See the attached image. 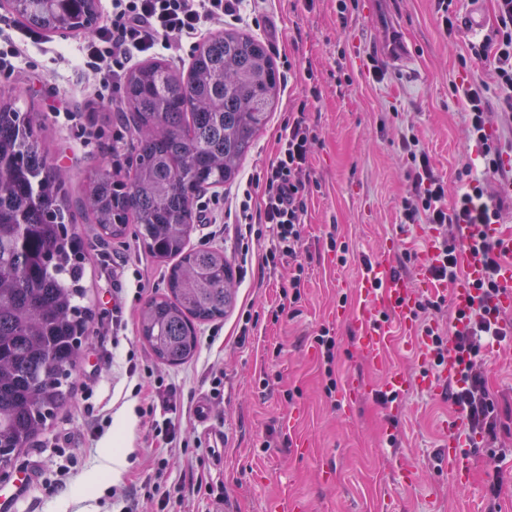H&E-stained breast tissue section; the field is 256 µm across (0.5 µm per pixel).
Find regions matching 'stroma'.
I'll return each instance as SVG.
<instances>
[{"instance_id": "stroma-1", "label": "stroma", "mask_w": 512, "mask_h": 512, "mask_svg": "<svg viewBox=\"0 0 512 512\" xmlns=\"http://www.w3.org/2000/svg\"><path fill=\"white\" fill-rule=\"evenodd\" d=\"M249 8L259 23L243 24V31L266 43L278 68L291 64L295 70L239 176L258 173L276 158L282 122L317 87L309 118L319 136L311 158L319 188L308 199L304 226L312 259L295 303L282 291L293 266H280L267 278L248 273L235 285L233 307L223 319L198 325L196 355L176 367L158 362L138 333L141 307L164 290L166 264L135 235L99 240L81 207L87 172L115 165L116 151L130 139L111 89L95 96L98 76L77 64L89 33L43 34L14 74L0 75V92H11L31 113L43 151L66 174V205L86 244V303L93 310L68 402L27 450L0 468V486L23 471L53 476L58 451L67 448L75 461L61 491L46 492L33 480L19 496L17 512H113L109 490L139 486L158 457L168 459L171 481L224 483L222 502L190 495L178 512H273L289 498L302 512H512V343L495 347L482 362L504 427L495 442L464 449L469 477L463 482L453 477L443 440L454 408L447 392L433 395L419 385L424 366L416 354L400 344L390 352L391 367L407 378L406 389L394 397L402 415L389 416L372 392L342 406L338 391L328 388L354 374L377 382L350 320L365 261L390 238L402 239L410 250L423 248L418 228L404 234L397 228L408 186L401 128L413 127L449 193L481 174L451 86L488 80L484 62L475 59L463 68L459 57L492 38L494 0H482L484 31L459 29L450 36L438 26L435 0H388L415 60L409 68L388 69L380 84L368 77L377 32L364 5L344 22L336 0L310 6L305 0H251ZM341 253L343 265L337 261ZM247 310L258 323L244 338L241 316ZM324 327L336 339L330 369L315 342ZM216 371L224 374V391L211 400L213 421L224 429L220 459L198 447L201 435L193 424L196 402L210 395ZM162 382L176 388L174 421L188 447H164L151 418L139 413L145 395ZM109 467L115 477L104 476ZM493 473L503 481L497 496L487 485Z\"/></svg>"}]
</instances>
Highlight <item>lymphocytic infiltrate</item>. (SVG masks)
I'll list each match as a JSON object with an SVG mask.
<instances>
[{
	"mask_svg": "<svg viewBox=\"0 0 512 512\" xmlns=\"http://www.w3.org/2000/svg\"><path fill=\"white\" fill-rule=\"evenodd\" d=\"M245 0H110V9L99 25L95 41L82 56L84 66L108 60L112 82H120L127 65L138 56L157 50L179 54L185 41L196 39L213 21L239 22ZM497 27L491 46L474 50L493 73V83L463 81L455 86L464 108L465 134L481 151L487 176L470 183L456 197H449L448 183L436 173L429 154L413 130L401 133V143L410 162L409 187L401 202L402 224H424L439 234L440 253L431 268L434 279L455 284L459 279L455 252L470 251L481 271L476 283V304L455 310L448 331L428 325L423 329L427 347L435 362H442L448 348L458 353L460 376L452 380L451 397L471 434L494 435L497 427L496 402L484 374L478 368L483 341H502L512 335V319L498 312L492 301L502 284L501 270L512 259V247L498 234L504 210L503 194L512 189V167L503 162L500 137L491 129L494 119L488 110L486 93L496 85L504 104L512 111V0H495ZM306 103L290 112L279 135L280 151L263 174L246 182L236 195L232 222L241 244V257H248L247 244L262 224L272 235V245L262 258L269 269L279 260L296 264L288 282L292 300H299L304 286L303 265L297 259L303 245L302 219L313 181L308 175L312 149L318 135L306 115ZM167 461L155 460L142 482L144 495L155 501L158 512H174L180 503V487H168Z\"/></svg>",
	"mask_w": 512,
	"mask_h": 512,
	"instance_id": "lymphocytic-infiltrate-1",
	"label": "lymphocytic infiltrate"
}]
</instances>
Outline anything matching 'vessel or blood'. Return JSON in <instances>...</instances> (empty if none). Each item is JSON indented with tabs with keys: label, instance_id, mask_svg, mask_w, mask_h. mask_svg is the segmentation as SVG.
I'll return each instance as SVG.
<instances>
[{
	"label": "vessel or blood",
	"instance_id": "obj_1",
	"mask_svg": "<svg viewBox=\"0 0 512 512\" xmlns=\"http://www.w3.org/2000/svg\"><path fill=\"white\" fill-rule=\"evenodd\" d=\"M382 3L383 0L370 2V14L380 23L383 31L382 37L373 46V52L391 67L407 68L413 62V54L398 31L395 17L382 12ZM398 246V241H388L383 254L375 258L369 274L360 280L357 288L358 305L354 314V325L364 358L377 372L383 389L391 393L403 390L407 380L399 371L391 368L390 349L396 336L401 334L410 338L413 349H420L421 342L411 317V308L418 298L420 289L429 287L428 269L434 264L439 253L434 235H426L421 264L415 279L409 280L392 274ZM456 260L461 277L451 297L456 307L464 309L476 294L473 283L478 279L479 273L466 249L457 250ZM195 422L212 447H223L224 431L212 423V406L209 398H199ZM445 441L448 445V458L456 472H466L467 466L460 457V451L468 447V438L455 426L447 430Z\"/></svg>",
	"mask_w": 512,
	"mask_h": 512
}]
</instances>
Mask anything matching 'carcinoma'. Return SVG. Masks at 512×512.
<instances>
[{
  "label": "carcinoma",
  "instance_id": "obj_1",
  "mask_svg": "<svg viewBox=\"0 0 512 512\" xmlns=\"http://www.w3.org/2000/svg\"><path fill=\"white\" fill-rule=\"evenodd\" d=\"M28 27L90 31L99 0H11ZM282 90L267 45L238 30L200 42L187 73L154 59L124 77L121 113L132 161L87 176L84 207L102 238L135 234L171 262L166 291L141 307L138 331L155 358L197 353L196 325L235 301L221 248L189 247L194 200L239 173ZM65 175L42 153L31 114L0 96V466H8L70 395L73 362L92 311L84 304L83 247L66 223Z\"/></svg>",
  "mask_w": 512,
  "mask_h": 512
}]
</instances>
